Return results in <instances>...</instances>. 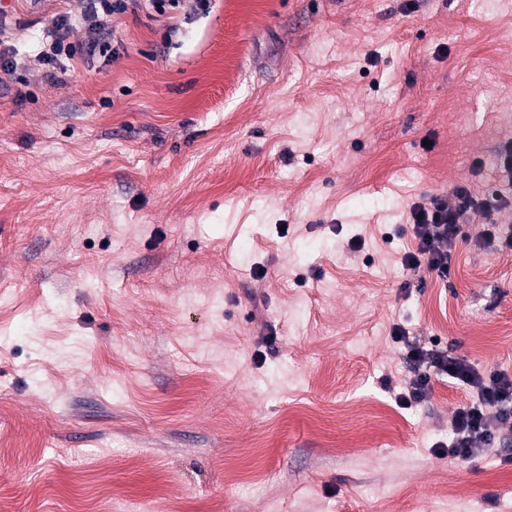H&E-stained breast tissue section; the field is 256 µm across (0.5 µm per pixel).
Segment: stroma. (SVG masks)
<instances>
[{
  "instance_id": "obj_1",
  "label": "stroma",
  "mask_w": 512,
  "mask_h": 512,
  "mask_svg": "<svg viewBox=\"0 0 512 512\" xmlns=\"http://www.w3.org/2000/svg\"><path fill=\"white\" fill-rule=\"evenodd\" d=\"M77 8L0 0V512H512V428L435 454L472 395L397 405L392 337L512 372L481 214L401 264L412 203L512 195V0H183L47 71Z\"/></svg>"
}]
</instances>
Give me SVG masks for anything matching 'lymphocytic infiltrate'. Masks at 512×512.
<instances>
[{
	"instance_id": "lymphocytic-infiltrate-1",
	"label": "lymphocytic infiltrate",
	"mask_w": 512,
	"mask_h": 512,
	"mask_svg": "<svg viewBox=\"0 0 512 512\" xmlns=\"http://www.w3.org/2000/svg\"><path fill=\"white\" fill-rule=\"evenodd\" d=\"M80 15L65 14L43 32L39 61L48 67L76 56L119 58L121 41L110 26L111 17L152 11L164 15L179 8L181 0H82ZM89 25V38L76 47L67 38L74 20ZM512 206V198L494 192H477L470 184L454 185L448 197L435 196L411 206L412 232L416 247L402 256L406 269H426L447 279L452 248L460 234V221L467 211L489 213ZM406 359L414 376L406 381L395 401L404 408L422 401L430 390L432 377L440 376L465 386L473 395L470 404L459 408L452 420V438L436 443L438 453L452 459H468L492 447L500 428L512 424V373L480 371L466 359L448 354L438 339L429 344H408Z\"/></svg>"
}]
</instances>
